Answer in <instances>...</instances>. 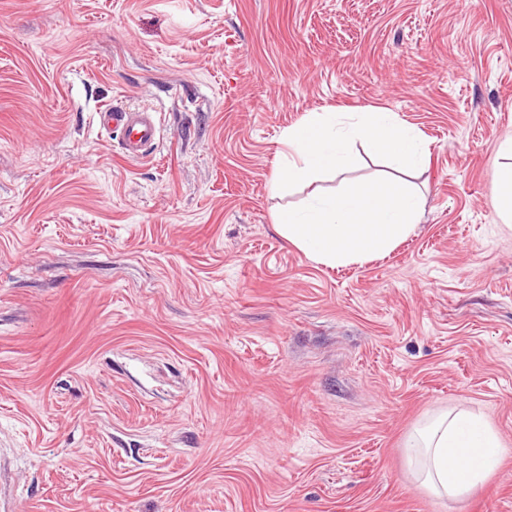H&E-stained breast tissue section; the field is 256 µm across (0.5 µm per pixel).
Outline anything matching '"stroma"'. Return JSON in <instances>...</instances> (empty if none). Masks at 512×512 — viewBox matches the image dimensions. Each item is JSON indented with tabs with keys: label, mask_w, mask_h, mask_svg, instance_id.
<instances>
[{
	"label": "stroma",
	"mask_w": 512,
	"mask_h": 512,
	"mask_svg": "<svg viewBox=\"0 0 512 512\" xmlns=\"http://www.w3.org/2000/svg\"><path fill=\"white\" fill-rule=\"evenodd\" d=\"M150 109L122 157L104 107ZM429 143L416 231L330 268L274 195L310 112ZM512 0H0V499L12 512H512ZM451 407L505 452L461 501L408 433ZM97 119L106 132H120L118 145L128 160L150 156L160 141V123L155 112L106 107L97 112ZM501 155L509 159L506 165H500L496 173L495 207L499 217L512 222V139L501 144Z\"/></svg>",
	"instance_id": "35a3bbf8"
}]
</instances>
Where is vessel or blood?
Segmentation results:
<instances>
[{
    "mask_svg": "<svg viewBox=\"0 0 512 512\" xmlns=\"http://www.w3.org/2000/svg\"><path fill=\"white\" fill-rule=\"evenodd\" d=\"M97 119L101 129L119 132L118 145L128 160L138 161L150 156L160 140L156 113L106 107L98 111Z\"/></svg>",
    "mask_w": 512,
    "mask_h": 512,
    "instance_id": "vessel-or-blood-1",
    "label": "vessel or blood"
}]
</instances>
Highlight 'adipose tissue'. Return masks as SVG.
Instances as JSON below:
<instances>
[{"mask_svg":"<svg viewBox=\"0 0 512 512\" xmlns=\"http://www.w3.org/2000/svg\"><path fill=\"white\" fill-rule=\"evenodd\" d=\"M359 141L408 172L420 170L428 151L422 135L396 113L311 112L281 138L272 193L349 167ZM422 214V201L410 183L382 177L282 209L274 216V228L292 246L338 267L388 255L415 231ZM405 448L417 480L434 497L451 501L465 499L483 484L504 452L495 429L465 410L439 412L409 434Z\"/></svg>","mask_w":512,"mask_h":512,"instance_id":"obj_1","label":"adipose tissue"}]
</instances>
